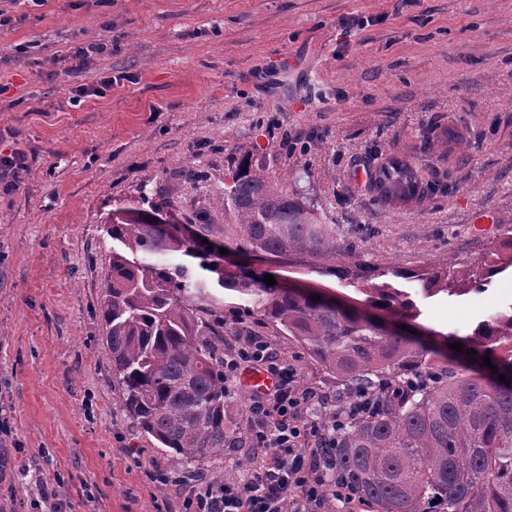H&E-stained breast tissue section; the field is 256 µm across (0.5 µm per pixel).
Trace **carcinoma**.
Returning <instances> with one entry per match:
<instances>
[{
  "mask_svg": "<svg viewBox=\"0 0 512 512\" xmlns=\"http://www.w3.org/2000/svg\"><path fill=\"white\" fill-rule=\"evenodd\" d=\"M372 189L385 204L427 191L398 158L376 170ZM215 204L224 210L225 249L288 265L319 258L318 273L366 294L398 322L226 266L220 248L203 242L204 224L179 237L154 207H117L106 222L116 246L99 312L112 383L136 428L186 462L229 445L238 423L224 383V312L200 306L223 289L256 306L343 387L322 421L340 418L343 398L357 391L381 394L375 411L344 419L334 448L336 479L371 512H512V303L478 322L460 352L419 338L415 323L418 299L462 297L512 273V224L469 266L445 256L403 269L365 260L303 194L246 160ZM172 253L183 260L166 262ZM502 374L508 382L498 381Z\"/></svg>",
  "mask_w": 512,
  "mask_h": 512,
  "instance_id": "1",
  "label": "carcinoma"
}]
</instances>
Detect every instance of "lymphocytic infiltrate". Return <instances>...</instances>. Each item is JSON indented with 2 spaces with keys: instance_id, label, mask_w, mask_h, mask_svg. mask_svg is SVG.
<instances>
[{
  "instance_id": "obj_1",
  "label": "lymphocytic infiltrate",
  "mask_w": 512,
  "mask_h": 512,
  "mask_svg": "<svg viewBox=\"0 0 512 512\" xmlns=\"http://www.w3.org/2000/svg\"><path fill=\"white\" fill-rule=\"evenodd\" d=\"M249 371L266 373L273 384L252 395L245 435L251 453L243 461L247 475L221 482L156 470L181 498V512H297L300 504L321 507L343 494L331 475L336 426L310 415L324 405V395L303 385L295 365L274 354L260 336H246L224 357L225 379Z\"/></svg>"
}]
</instances>
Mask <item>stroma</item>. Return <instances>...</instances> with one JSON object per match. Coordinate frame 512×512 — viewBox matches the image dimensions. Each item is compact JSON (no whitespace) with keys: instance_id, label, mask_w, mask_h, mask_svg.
<instances>
[{"instance_id":"1","label":"stroma","mask_w":512,"mask_h":512,"mask_svg":"<svg viewBox=\"0 0 512 512\" xmlns=\"http://www.w3.org/2000/svg\"><path fill=\"white\" fill-rule=\"evenodd\" d=\"M0 150H22L19 187L0 188V512L45 484L67 512H178L146 469L237 481L247 451L192 463L140 433L112 384L101 282L121 202L206 223L241 158L288 178L342 231L372 227L361 254L405 268L447 256L470 265L512 224V0H0ZM98 42L81 80L112 78L72 106L73 49ZM397 156L431 184L423 199L379 203L358 171ZM277 283L366 308L365 294L309 267L229 253ZM512 300V277L488 291L422 301V327L461 338ZM224 347L264 337L304 385H336L258 314L232 318Z\"/></svg>"}]
</instances>
